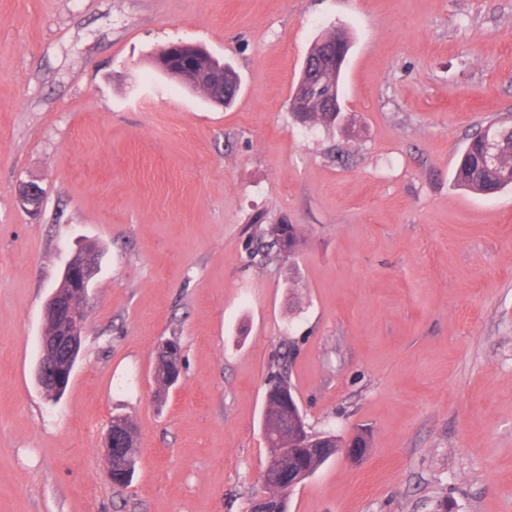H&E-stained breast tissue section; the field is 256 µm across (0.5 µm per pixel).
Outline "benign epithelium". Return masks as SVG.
<instances>
[{"label":"benign epithelium","mask_w":512,"mask_h":512,"mask_svg":"<svg viewBox=\"0 0 512 512\" xmlns=\"http://www.w3.org/2000/svg\"><path fill=\"white\" fill-rule=\"evenodd\" d=\"M341 56L336 54L334 44L328 43L321 53L313 56L304 64V84L302 94L318 100L323 112L337 111L333 91L325 90V75L336 70ZM160 71L180 85L202 91L209 99L231 97L236 93V84L230 78H224V62L211 54L189 44H178L162 49L156 58ZM19 195L25 205L38 207L40 189L33 184L20 186ZM95 262L83 249H77L68 260L64 277L69 281V294L61 296L52 293L44 310V322H52L55 332L51 336L40 337L37 382L40 388L49 385L61 392L70 380L65 360L79 347L82 325L87 314L90 299V282L95 275ZM266 399H277L288 407L294 430L304 434L307 427L293 393L270 390ZM118 421L110 422L106 436V454L108 460L107 476H112L117 468L124 465L127 447H114ZM364 438L357 434L345 445L334 448L324 442L316 445L312 452L321 457H340L350 463L359 462L367 452ZM309 473L303 467H297L288 461L271 460L267 462L263 474V484L272 487L288 486L292 489L301 484Z\"/></svg>","instance_id":"benign-epithelium-1"}]
</instances>
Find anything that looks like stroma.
I'll return each mask as SVG.
<instances>
[{
	"label": "stroma",
	"instance_id": "35a3bbf8",
	"mask_svg": "<svg viewBox=\"0 0 512 512\" xmlns=\"http://www.w3.org/2000/svg\"><path fill=\"white\" fill-rule=\"evenodd\" d=\"M336 27L345 123L300 122ZM177 42L234 67L230 106L155 68ZM490 122L512 123V0H0V512H249L279 371L313 431L370 436L288 512H512V189L452 182ZM258 222L294 225L298 252L253 263ZM90 242L52 401L43 308ZM168 339L183 367L159 403ZM116 415L138 428L124 487ZM118 423L121 424L122 420H111L108 427L105 444L108 460L107 476L111 481L113 479L112 474L116 471V469L125 465L123 459L127 452V447H125L127 446L126 444H124L122 448L114 447L116 433L119 431V427L116 426Z\"/></svg>",
	"mask_w": 512,
	"mask_h": 512
}]
</instances>
